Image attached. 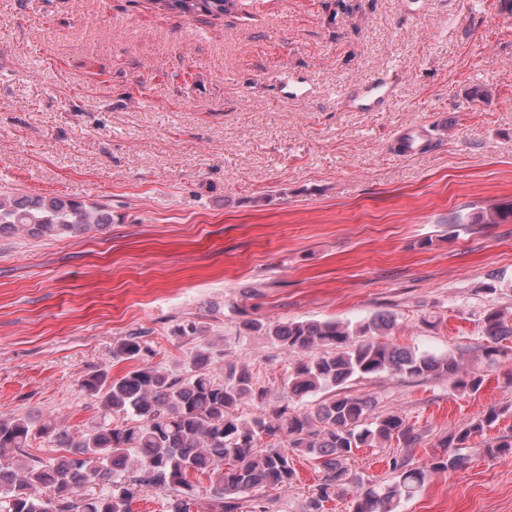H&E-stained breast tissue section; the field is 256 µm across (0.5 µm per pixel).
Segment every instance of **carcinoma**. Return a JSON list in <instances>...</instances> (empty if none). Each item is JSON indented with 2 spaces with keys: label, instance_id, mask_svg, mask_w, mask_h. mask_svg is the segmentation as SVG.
Returning <instances> with one entry per match:
<instances>
[{
  "label": "carcinoma",
  "instance_id": "1",
  "mask_svg": "<svg viewBox=\"0 0 512 512\" xmlns=\"http://www.w3.org/2000/svg\"><path fill=\"white\" fill-rule=\"evenodd\" d=\"M161 9L192 17L220 18L233 0H152ZM512 208L488 207L466 218L468 224H501ZM112 223V212L88 207L68 196L0 195V235L26 232L36 237L77 236ZM390 315L355 326L341 321H291L269 324L246 321L243 328L264 334L290 352L313 349L320 354L300 358L284 382L281 400L259 416L246 419L238 406L264 401L252 373L233 366L224 381L209 374L213 346L191 352L185 374L160 365L136 367L117 378L104 372L87 376L81 387L95 397L102 419L79 432L59 430L55 437L67 454L49 460L28 456L31 423L22 417L0 419V512H131L144 489L168 493V512H191L197 495L188 476L210 480L209 512H238L248 494L290 486L296 476L293 457L307 456L323 472L321 483L305 504V512H325L336 489L351 482L348 461L359 448L396 441L404 448L389 460L394 474L388 484L359 483L353 512H394L414 497L438 472L466 468V444L499 418L492 409L448 436L442 447L454 452L415 467L412 454L421 436L397 414L373 415V401L348 393L356 378L383 373L410 378L446 377L463 391L476 393L485 378L464 373L452 355L435 356L373 340L394 327ZM493 359L512 338V322L491 309L484 316ZM147 347L132 336L118 343L113 357L136 359ZM328 391L315 411L300 412L293 403ZM112 417L122 418L115 424ZM287 447H281V443Z\"/></svg>",
  "mask_w": 512,
  "mask_h": 512
}]
</instances>
